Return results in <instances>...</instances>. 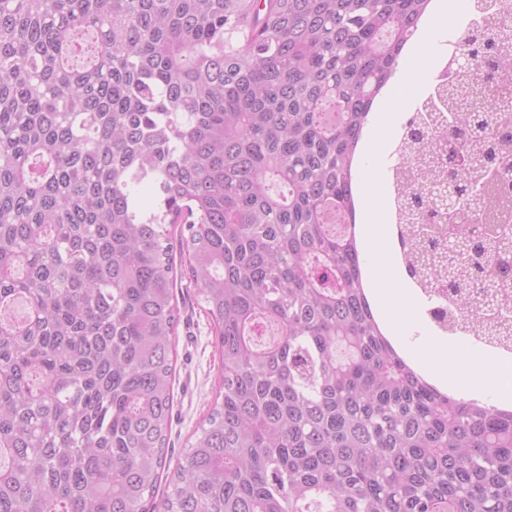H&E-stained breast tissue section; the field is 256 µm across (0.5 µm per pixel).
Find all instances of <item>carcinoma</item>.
<instances>
[{
	"label": "carcinoma",
	"instance_id": "carcinoma-1",
	"mask_svg": "<svg viewBox=\"0 0 512 512\" xmlns=\"http://www.w3.org/2000/svg\"><path fill=\"white\" fill-rule=\"evenodd\" d=\"M430 3L0 0V512H512V409L396 350L349 231L369 114ZM441 96L455 119L418 161L477 185L486 232L449 264L433 182L403 204L410 270L501 311L512 159L478 147V88ZM176 224L224 394L157 503Z\"/></svg>",
	"mask_w": 512,
	"mask_h": 512
}]
</instances>
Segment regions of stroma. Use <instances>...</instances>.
I'll return each mask as SVG.
<instances>
[{
	"instance_id": "stroma-1",
	"label": "stroma",
	"mask_w": 512,
	"mask_h": 512,
	"mask_svg": "<svg viewBox=\"0 0 512 512\" xmlns=\"http://www.w3.org/2000/svg\"><path fill=\"white\" fill-rule=\"evenodd\" d=\"M399 119L388 120L371 113L365 130V143L359 152V206L388 211L389 199L385 182L392 164V143L397 135ZM363 259L369 287L390 288L400 309L394 333L405 348L417 351L433 344V332L425 319L427 298L420 295L402 275L399 262L391 255L388 239L377 236ZM187 264L176 259L174 273L177 287L179 325L174 338L173 414L169 441L172 462L194 439L218 394L223 377L222 360L215 347V333L203 304L186 276Z\"/></svg>"
}]
</instances>
